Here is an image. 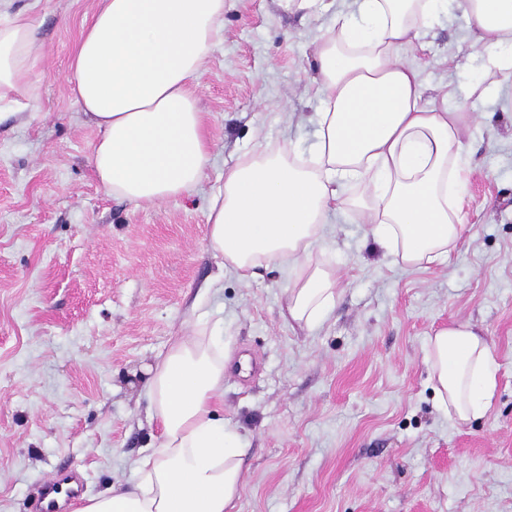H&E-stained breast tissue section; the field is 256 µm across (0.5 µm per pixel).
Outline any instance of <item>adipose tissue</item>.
<instances>
[{
    "instance_id": "obj_1",
    "label": "adipose tissue",
    "mask_w": 512,
    "mask_h": 512,
    "mask_svg": "<svg viewBox=\"0 0 512 512\" xmlns=\"http://www.w3.org/2000/svg\"><path fill=\"white\" fill-rule=\"evenodd\" d=\"M0 0V101L38 96L43 60L29 9ZM227 0H100L70 64L74 102L100 133L93 152L111 196L141 206L190 193L210 149L197 88ZM331 22L315 42L318 113L309 157L260 150L224 172L207 244L220 269L255 276L289 267L282 316L312 329L341 292L320 259L332 214L361 213L373 241L406 268L453 251L464 226L462 163L470 113L428 95L418 66L398 61L442 4L467 17L490 94L512 102V0H284ZM229 358L206 329L177 335L145 371L158 428L133 480L84 498L77 512H236L247 450L217 416ZM434 389L449 419L486 415L496 388L490 344L453 323L428 341Z\"/></svg>"
}]
</instances>
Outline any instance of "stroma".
Returning <instances> with one entry per match:
<instances>
[{"label":"stroma","mask_w":512,"mask_h":512,"mask_svg":"<svg viewBox=\"0 0 512 512\" xmlns=\"http://www.w3.org/2000/svg\"><path fill=\"white\" fill-rule=\"evenodd\" d=\"M17 4L44 59L25 113L0 102V512H34L58 468H77L90 496L131 480L157 435L144 369L189 324L230 352L220 413L249 450L238 512H512V113L472 92L485 77L467 19L442 11L425 49L402 54L471 112L460 243L397 267L368 225L336 215L323 257L343 293L302 331L281 317L286 270L219 272L207 218L226 166L310 152L326 107L310 64L329 14L234 0L198 88L205 176L137 207L101 189L99 132L67 81L97 0ZM458 321L484 329L497 378L491 410L468 423L440 408L426 360L429 336Z\"/></svg>","instance_id":"35a3bbf8"}]
</instances>
